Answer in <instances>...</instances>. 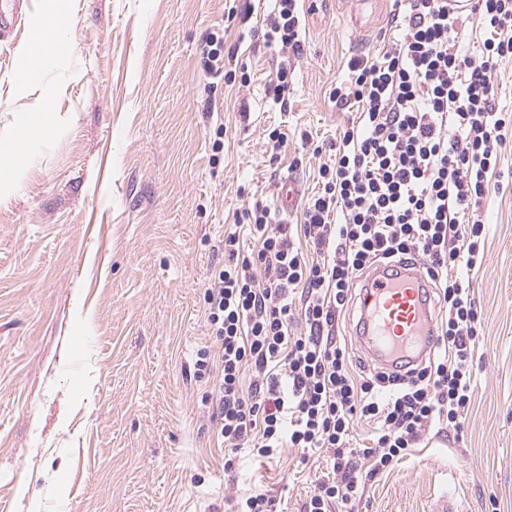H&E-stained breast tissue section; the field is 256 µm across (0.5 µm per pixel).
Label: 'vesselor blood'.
Returning a JSON list of instances; mask_svg holds the SVG:
<instances>
[{
    "label": "vessel or blood",
    "instance_id": "1",
    "mask_svg": "<svg viewBox=\"0 0 512 512\" xmlns=\"http://www.w3.org/2000/svg\"><path fill=\"white\" fill-rule=\"evenodd\" d=\"M53 22L40 21L31 29L28 40V63L18 72L24 82L41 78L49 59L44 47ZM429 285L421 269L407 267L391 272L381 267L369 279L363 295V315L358 333L363 345L386 369L397 363H416L432 347L436 315L430 308Z\"/></svg>",
    "mask_w": 512,
    "mask_h": 512
}]
</instances>
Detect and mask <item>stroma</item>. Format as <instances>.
Returning a JSON list of instances; mask_svg holds the SVG:
<instances>
[{"mask_svg": "<svg viewBox=\"0 0 512 512\" xmlns=\"http://www.w3.org/2000/svg\"><path fill=\"white\" fill-rule=\"evenodd\" d=\"M33 2L0 37V133L44 101L57 125L36 161H20L23 190L0 197V512H232L252 489L275 512H302L331 472L324 456L244 451L224 469L195 366L210 339L204 285L250 198L277 205L290 177L301 196L317 191L329 155L303 150L300 134L330 141L359 124L331 93L350 58L381 56L397 36V0L362 30L354 0H300L304 50L284 110L266 95L281 59L260 36L272 0H65L76 51L34 89L15 78L47 6ZM218 28L247 86L201 70L200 44ZM276 128L288 142L275 158ZM499 166L484 260L469 273L479 323L465 428L421 433L365 478L358 512H433L451 489L467 512H512V139ZM358 319L349 306L336 336L366 379L380 367Z\"/></svg>", "mask_w": 512, "mask_h": 512, "instance_id": "35a3bbf8", "label": "stroma"}]
</instances>
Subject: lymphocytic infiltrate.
Here are the masks:
<instances>
[{
	"mask_svg": "<svg viewBox=\"0 0 512 512\" xmlns=\"http://www.w3.org/2000/svg\"><path fill=\"white\" fill-rule=\"evenodd\" d=\"M297 2L276 0L263 35L270 50L302 53ZM407 5L400 36L382 58H351L348 81L331 94L337 105L358 103L363 125L344 131L302 211L316 259L294 250L287 228L257 201L239 221L259 250L244 254L239 232L225 231L224 263L210 270L204 293L212 341L198 349L196 366L213 383L217 434L258 458L288 448L325 454L336 477L318 481L304 512H354L363 479L357 457L383 472L433 422L463 429L471 403L479 315L468 273L482 263L481 206L498 148L512 134L494 82L497 68L512 62V0H478L485 37L472 57L459 49L462 20L448 0ZM199 62L225 82L250 80L226 67L223 31L208 33ZM402 262L441 288L448 315L438 342L452 356L356 382L336 323L358 274ZM297 298L306 330L296 335ZM361 419L376 425L372 444L349 447Z\"/></svg>",
	"mask_w": 512,
	"mask_h": 512,
	"instance_id": "1",
	"label": "lymphocytic infiltrate"
}]
</instances>
